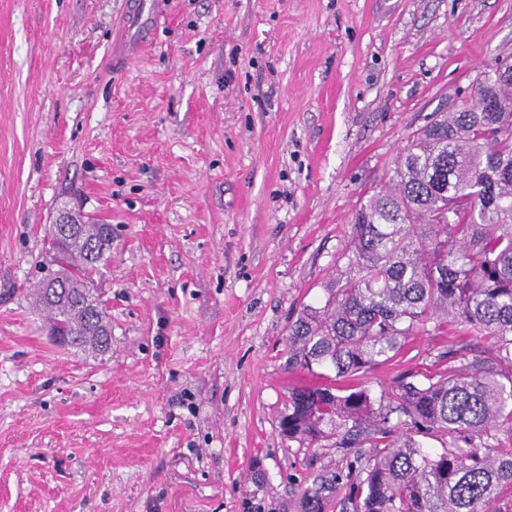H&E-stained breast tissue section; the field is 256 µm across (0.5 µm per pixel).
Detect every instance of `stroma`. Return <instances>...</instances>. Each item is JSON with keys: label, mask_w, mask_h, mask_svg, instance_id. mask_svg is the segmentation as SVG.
<instances>
[{"label": "stroma", "mask_w": 512, "mask_h": 512, "mask_svg": "<svg viewBox=\"0 0 512 512\" xmlns=\"http://www.w3.org/2000/svg\"><path fill=\"white\" fill-rule=\"evenodd\" d=\"M134 0H0V512H355L359 450L280 419L288 327L347 269L360 200L414 131L512 56V0H159L112 65ZM112 228L98 282L112 350L58 346L30 290L61 212ZM409 337L364 385L395 404L473 358ZM155 20L154 6L150 5L148 9L142 3H138L129 11L128 23L135 32H138L136 39L129 45L127 52L123 53L121 59L128 62L137 55L142 47L150 41V34Z\"/></svg>", "instance_id": "obj_1"}]
</instances>
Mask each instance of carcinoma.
I'll list each match as a JSON object with an SVG mask.
<instances>
[{"mask_svg":"<svg viewBox=\"0 0 512 512\" xmlns=\"http://www.w3.org/2000/svg\"><path fill=\"white\" fill-rule=\"evenodd\" d=\"M480 82L483 103L441 112L409 137L392 186L356 210L345 281L288 328V366L345 380L395 357L419 332L461 327L495 349L497 366L475 360L406 383L398 405L384 410L365 386L288 392V438L379 449L349 480L356 512H501L498 489L512 485V448L475 442L512 430V82L492 70ZM103 228L81 221L51 244L56 259L33 294L56 341L95 359L112 346V334L93 332L110 320L89 286L112 258ZM407 423L463 445L429 453L409 433L390 439ZM325 484L302 492L303 512H323Z\"/></svg>","mask_w":512,"mask_h":512,"instance_id":"carcinoma-1","label":"carcinoma"}]
</instances>
